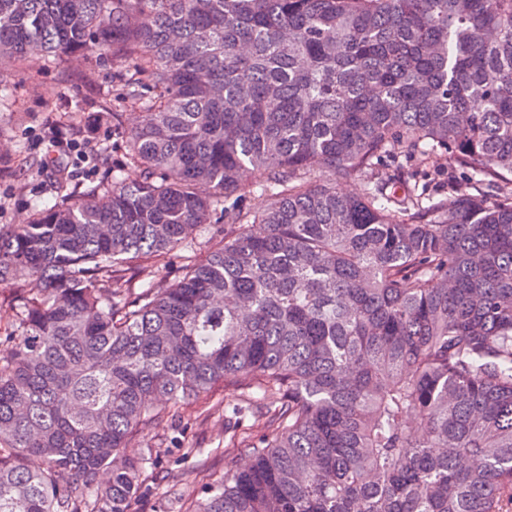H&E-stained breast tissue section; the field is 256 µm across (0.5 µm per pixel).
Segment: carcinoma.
Returning a JSON list of instances; mask_svg holds the SVG:
<instances>
[{
	"label": "carcinoma",
	"instance_id": "carcinoma-1",
	"mask_svg": "<svg viewBox=\"0 0 512 512\" xmlns=\"http://www.w3.org/2000/svg\"><path fill=\"white\" fill-rule=\"evenodd\" d=\"M76 54L152 119L0 227V285L39 283L0 335V512H130L156 451L123 448L218 382L265 421L182 512H512V0H0V94ZM69 149L70 151L67 153V157H64L70 167V175H72V177L69 178L73 185L83 191L88 186L92 185V183L99 181L103 177L104 173L102 170L94 167L89 160L84 163H79V160L77 161V151H73V148L70 145ZM75 173H77V176H74Z\"/></svg>",
	"mask_w": 512,
	"mask_h": 512
}]
</instances>
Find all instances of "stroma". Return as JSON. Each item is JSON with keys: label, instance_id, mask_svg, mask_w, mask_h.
I'll return each mask as SVG.
<instances>
[{"label": "stroma", "instance_id": "stroma-1", "mask_svg": "<svg viewBox=\"0 0 512 512\" xmlns=\"http://www.w3.org/2000/svg\"><path fill=\"white\" fill-rule=\"evenodd\" d=\"M119 80L115 64L88 56L57 66L31 57L13 66L9 95L0 100V226L26 223L31 199L54 202L53 179L37 165L46 157L63 113L76 115V132L67 138L73 149L66 160L77 188L103 176L91 162L77 159L76 148L86 139L109 141L114 156H121L123 137L104 118L119 109L113 101ZM248 398L246 390L219 384L201 408L143 427L125 455L136 459L149 448L158 455L153 477L132 501L131 512H177L175 494L197 495L206 483L223 476L229 464L246 465V456L229 455L225 449L231 436L254 435L257 424L249 417L229 422L225 416ZM191 444L203 448V455H186Z\"/></svg>", "mask_w": 512, "mask_h": 512}]
</instances>
